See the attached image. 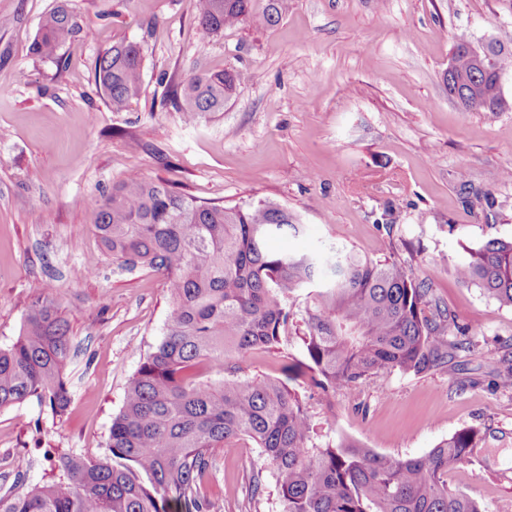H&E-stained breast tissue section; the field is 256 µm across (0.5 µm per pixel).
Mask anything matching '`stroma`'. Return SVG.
Instances as JSON below:
<instances>
[{
    "label": "stroma",
    "mask_w": 512,
    "mask_h": 512,
    "mask_svg": "<svg viewBox=\"0 0 512 512\" xmlns=\"http://www.w3.org/2000/svg\"><path fill=\"white\" fill-rule=\"evenodd\" d=\"M55 3L0 0V345L18 337L34 283L49 280L78 353L62 417L28 402L0 409V480L28 490L54 448L102 455L130 378L162 337L163 275L117 266L87 223L113 184L145 178L228 206H286L304 231L274 248L335 244L430 283L474 347L453 370L381 372L328 402L299 392L320 442L389 457L475 428L448 487L484 512H512V307L455 274L488 239L512 240V178L499 176L512 169V69L501 112L462 109L444 79L458 34L512 52V0H288L272 26L256 0L253 17L208 39L192 0H70L84 30L62 68L29 51ZM122 42L144 48L143 87L115 112L95 64ZM201 71L231 72L236 88L223 111L188 124L163 92ZM308 302V289L291 294L279 349L245 358L242 376L283 379L303 360ZM216 459L204 485L216 512H280L275 477L251 493L266 464L254 444Z\"/></svg>",
    "instance_id": "stroma-1"
}]
</instances>
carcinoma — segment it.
<instances>
[{"instance_id": "cac0c4a2", "label": "carcinoma", "mask_w": 512, "mask_h": 512, "mask_svg": "<svg viewBox=\"0 0 512 512\" xmlns=\"http://www.w3.org/2000/svg\"><path fill=\"white\" fill-rule=\"evenodd\" d=\"M253 0H194L199 33L216 36L252 16ZM83 30L67 0H57L30 46L61 63ZM143 48L115 45L96 64L95 81L115 112L139 95ZM452 72L472 70L455 51ZM466 111L490 112L501 100L495 77ZM235 89L229 72H200L163 100L186 122L224 111ZM88 223L123 267L165 277L171 308L162 339L140 363L113 418L106 454H57V472L30 491L0 494V512H212L202 494L212 450L248 439L277 477L282 512H482L448 489V468L466 461L477 432L464 428L414 458L380 455L353 441L316 442L307 409L290 382L309 377L326 401L371 375H415L452 368L473 352L425 281L396 262H374L331 245L319 254L273 250L269 242L303 232L298 216L259 201L225 207L199 202L161 181L127 179L94 203ZM465 285L512 307V240L490 239L456 268ZM314 286L306 308L305 360L288 381L241 377L240 361L276 348L288 331L290 293ZM72 336L58 307L40 291L22 334L0 346V409L35 401L64 414L71 393L64 370Z\"/></svg>"}]
</instances>
